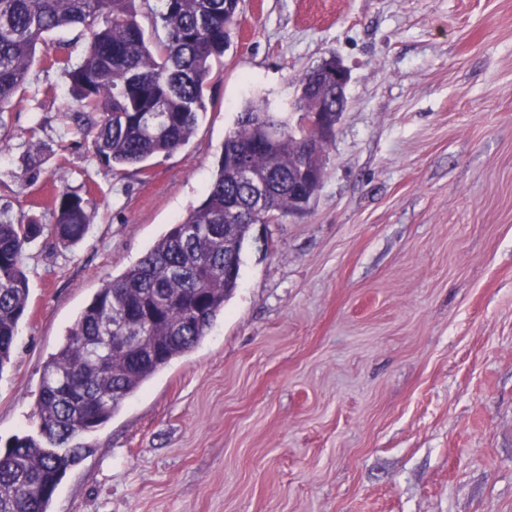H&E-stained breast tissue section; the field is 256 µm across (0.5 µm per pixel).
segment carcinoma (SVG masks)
Here are the masks:
<instances>
[{
  "label": "carcinoma",
  "mask_w": 512,
  "mask_h": 512,
  "mask_svg": "<svg viewBox=\"0 0 512 512\" xmlns=\"http://www.w3.org/2000/svg\"><path fill=\"white\" fill-rule=\"evenodd\" d=\"M0 0V129L25 95L34 63L59 73L79 103L75 117L100 161L146 173L145 162L186 145L207 111L214 62L229 46L227 23L239 0ZM164 36L146 37L140 17ZM77 29L79 60L48 36ZM299 80L297 100L315 94L336 106L335 88ZM311 160L288 123L247 105L230 132L203 200L171 225L138 262L100 288L44 364L37 407L39 436H16L0 450V512H49L67 469L85 448L78 435L108 422L156 372L195 348L238 287L224 276V235L235 264L255 224H273L299 208L295 189ZM93 201L58 192L54 223L17 222L0 212V374L10 363L28 303L27 247L48 231L64 244L86 234ZM127 313L150 344L115 342L112 315Z\"/></svg>",
  "instance_id": "obj_1"
}]
</instances>
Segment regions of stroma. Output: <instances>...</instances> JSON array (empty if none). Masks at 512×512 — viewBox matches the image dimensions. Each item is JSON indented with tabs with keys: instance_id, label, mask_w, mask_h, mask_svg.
I'll use <instances>...</instances> for the list:
<instances>
[{
	"instance_id": "obj_1",
	"label": "stroma",
	"mask_w": 512,
	"mask_h": 512,
	"mask_svg": "<svg viewBox=\"0 0 512 512\" xmlns=\"http://www.w3.org/2000/svg\"><path fill=\"white\" fill-rule=\"evenodd\" d=\"M237 18L193 136L146 177L60 138L78 106L33 65L0 209L51 223L56 189L96 206L78 245L26 250L0 446L37 435L45 360L200 203L245 103L297 124L299 77L333 54L348 103L310 210L254 226L207 335L80 436L49 512H512V0H240Z\"/></svg>"
}]
</instances>
